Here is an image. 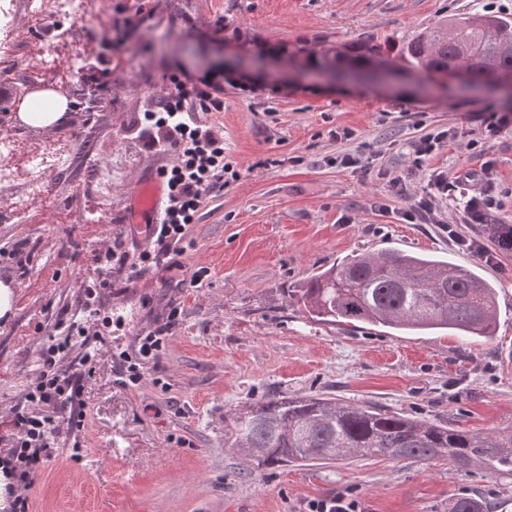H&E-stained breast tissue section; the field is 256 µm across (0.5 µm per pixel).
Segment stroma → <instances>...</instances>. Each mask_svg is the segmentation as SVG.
Listing matches in <instances>:
<instances>
[{"instance_id": "obj_1", "label": "stroma", "mask_w": 512, "mask_h": 512, "mask_svg": "<svg viewBox=\"0 0 512 512\" xmlns=\"http://www.w3.org/2000/svg\"><path fill=\"white\" fill-rule=\"evenodd\" d=\"M490 9L512 20V0H93L60 42L37 49L30 27L52 28L53 15L19 22L13 68L21 81L10 85L12 98L26 84L59 81L71 99L94 90L103 105L45 129L0 116V138L16 151L0 194V249L28 242L25 267L0 257V282L14 288L0 325V416L38 377L47 338L81 309L86 254L113 238L127 254L112 261V285L97 297L123 324L101 328L96 367L83 379L84 446L76 453L64 445L36 477L31 512H304L307 501L337 494L363 512H448L453 498L475 491L493 498L496 512H512V479L469 476L442 459L260 466L226 444L235 413L272 395H322L479 433L512 431V253L477 263L457 237L495 244L452 206L444 226L397 221L403 202L382 177L407 174L426 185L407 145L450 130L428 169L453 178L491 166L496 221L512 225V125L485 144L468 135L475 113L512 103L457 92L446 77L412 76L401 54L422 29ZM359 41L388 50L396 81L297 77L295 65L312 70L314 59ZM208 72L224 76V109L208 118L223 129L224 156L239 178L188 225L186 280L177 285L156 264L148 230L120 218L140 170L176 162L141 150L145 113L171 91V77ZM342 128L351 139H336ZM61 147L65 163L45 167V154ZM343 152L357 154L360 168L336 166ZM105 167L114 173L107 189L97 177ZM78 185L102 223H92ZM378 199L391 214L374 208ZM389 246L479 265L498 292L496 336L353 329L290 303L291 290L316 273ZM52 272L56 282L44 286ZM172 312L175 325L144 381L121 387L119 353L134 352L137 337Z\"/></svg>"}]
</instances>
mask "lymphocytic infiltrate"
<instances>
[{"label":"lymphocytic infiltrate","mask_w":512,"mask_h":512,"mask_svg":"<svg viewBox=\"0 0 512 512\" xmlns=\"http://www.w3.org/2000/svg\"><path fill=\"white\" fill-rule=\"evenodd\" d=\"M173 92L166 95L158 109L146 113L140 135L142 150L175 153L178 165L161 170L166 182L168 204L161 223L150 232L164 253L180 254L187 224L214 194L223 192L229 164L224 161V132L207 121L210 112L224 109L217 80L203 77L193 83L174 80ZM473 174L449 178L447 171H429L421 193L410 194L406 176L388 180L391 192L406 205L398 209L401 222L437 224L441 217L436 201L454 202L467 223H493L498 210L496 185L492 173H485L482 184L468 189ZM68 340L52 339L42 352L43 369L29 387L27 403L0 416V442L9 453L0 460V476L6 480L11 512H30L29 499L17 494V487L34 483L42 468L56 457L61 436L75 440L83 428L85 403L78 375L60 372L56 364L67 350Z\"/></svg>","instance_id":"1"}]
</instances>
